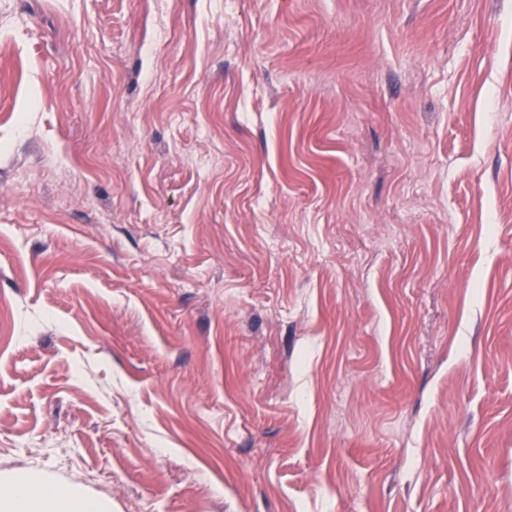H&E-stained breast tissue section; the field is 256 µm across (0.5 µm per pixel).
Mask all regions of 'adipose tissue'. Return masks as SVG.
<instances>
[{"label": "adipose tissue", "instance_id": "ef3b65f1", "mask_svg": "<svg viewBox=\"0 0 512 512\" xmlns=\"http://www.w3.org/2000/svg\"><path fill=\"white\" fill-rule=\"evenodd\" d=\"M0 512H107L105 503L74 489L45 493L35 474L0 482Z\"/></svg>", "mask_w": 512, "mask_h": 512}]
</instances>
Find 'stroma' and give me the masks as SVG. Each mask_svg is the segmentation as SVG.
<instances>
[{"label":"stroma","instance_id":"35a3bbf8","mask_svg":"<svg viewBox=\"0 0 512 512\" xmlns=\"http://www.w3.org/2000/svg\"><path fill=\"white\" fill-rule=\"evenodd\" d=\"M110 512H512V0H0V478Z\"/></svg>","mask_w":512,"mask_h":512}]
</instances>
